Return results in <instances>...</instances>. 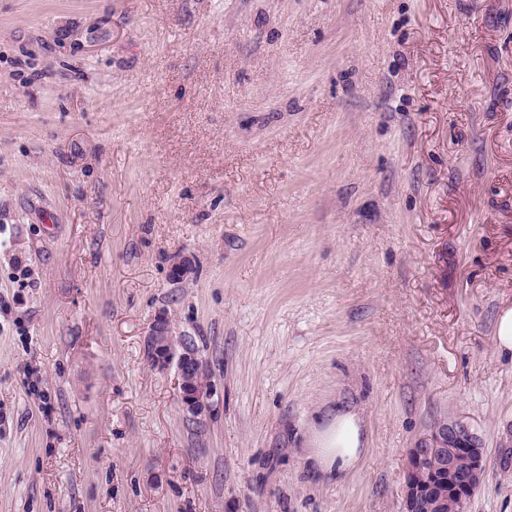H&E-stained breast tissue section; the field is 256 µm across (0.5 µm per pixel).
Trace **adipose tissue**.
I'll use <instances>...</instances> for the list:
<instances>
[{"label": "adipose tissue", "instance_id": "ef3b65f1", "mask_svg": "<svg viewBox=\"0 0 512 512\" xmlns=\"http://www.w3.org/2000/svg\"><path fill=\"white\" fill-rule=\"evenodd\" d=\"M309 445L318 468L326 474H348L358 468L368 451L366 421L356 408L337 410L316 427Z\"/></svg>", "mask_w": 512, "mask_h": 512}]
</instances>
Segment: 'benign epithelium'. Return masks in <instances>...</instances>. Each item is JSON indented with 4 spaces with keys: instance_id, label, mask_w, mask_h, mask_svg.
<instances>
[{
    "instance_id": "7a95c632",
    "label": "benign epithelium",
    "mask_w": 512,
    "mask_h": 512,
    "mask_svg": "<svg viewBox=\"0 0 512 512\" xmlns=\"http://www.w3.org/2000/svg\"><path fill=\"white\" fill-rule=\"evenodd\" d=\"M193 270L192 257L179 255L170 266V278L181 281ZM146 351L153 366L175 368L178 393L186 411L199 417L209 410L213 385L207 360L184 337H175L169 317L160 313L150 324ZM466 467L457 465V457ZM439 458V472L432 480L422 475V463ZM485 450L473 444L464 448L448 447V430L429 439V446L410 449L405 473L404 512H462L483 479Z\"/></svg>"
}]
</instances>
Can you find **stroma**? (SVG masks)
<instances>
[{
	"label": "stroma",
	"mask_w": 512,
	"mask_h": 512,
	"mask_svg": "<svg viewBox=\"0 0 512 512\" xmlns=\"http://www.w3.org/2000/svg\"><path fill=\"white\" fill-rule=\"evenodd\" d=\"M511 303L512 0H0V512H402L443 424L512 512ZM495 344L499 352H512V307L508 306L500 311ZM146 347L153 366L175 368L178 393L186 411L193 417L205 414L213 389L207 360L186 338L173 335L165 313H159L151 322ZM312 458L325 474H348L358 468L368 451L366 421L358 409L336 410L314 428L309 441Z\"/></svg>",
	"instance_id": "35a3bbf8"
}]
</instances>
